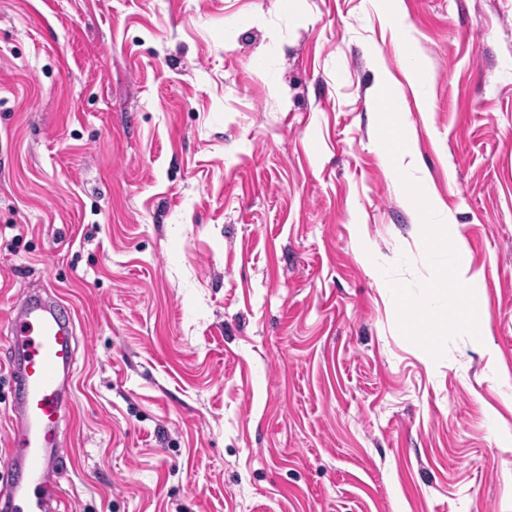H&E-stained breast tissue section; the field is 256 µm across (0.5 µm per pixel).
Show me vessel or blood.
Wrapping results in <instances>:
<instances>
[{
    "mask_svg": "<svg viewBox=\"0 0 512 512\" xmlns=\"http://www.w3.org/2000/svg\"><path fill=\"white\" fill-rule=\"evenodd\" d=\"M8 323L15 386L0 512H60L56 468L75 363L73 325L59 301L38 293L23 295Z\"/></svg>",
    "mask_w": 512,
    "mask_h": 512,
    "instance_id": "1",
    "label": "vessel or blood"
}]
</instances>
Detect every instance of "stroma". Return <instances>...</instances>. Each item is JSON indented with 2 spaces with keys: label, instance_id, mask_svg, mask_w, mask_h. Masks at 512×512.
I'll use <instances>...</instances> for the list:
<instances>
[{
  "label": "stroma",
  "instance_id": "obj_1",
  "mask_svg": "<svg viewBox=\"0 0 512 512\" xmlns=\"http://www.w3.org/2000/svg\"><path fill=\"white\" fill-rule=\"evenodd\" d=\"M400 14L0 0V336L75 312L67 512H512V0ZM382 70L489 328L439 360Z\"/></svg>",
  "mask_w": 512,
  "mask_h": 512
}]
</instances>
